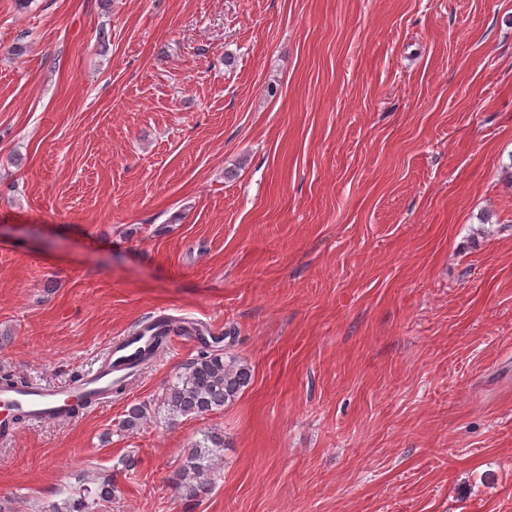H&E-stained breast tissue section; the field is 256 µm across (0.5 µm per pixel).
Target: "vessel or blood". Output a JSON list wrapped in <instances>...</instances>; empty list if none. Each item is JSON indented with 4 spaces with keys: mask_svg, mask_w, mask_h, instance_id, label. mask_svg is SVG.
Listing matches in <instances>:
<instances>
[{
    "mask_svg": "<svg viewBox=\"0 0 512 512\" xmlns=\"http://www.w3.org/2000/svg\"><path fill=\"white\" fill-rule=\"evenodd\" d=\"M109 363L94 374L75 378L54 390L44 388H0V416L10 417L14 410H21L33 420L50 419L70 422V409L86 394L94 392L101 399H108L114 384L128 382L132 370L126 363L129 347L111 343Z\"/></svg>",
    "mask_w": 512,
    "mask_h": 512,
    "instance_id": "b4317fda",
    "label": "vessel or blood"
}]
</instances>
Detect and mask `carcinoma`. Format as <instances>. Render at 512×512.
<instances>
[{
	"mask_svg": "<svg viewBox=\"0 0 512 512\" xmlns=\"http://www.w3.org/2000/svg\"><path fill=\"white\" fill-rule=\"evenodd\" d=\"M146 332L152 336L148 345L134 356L133 364L137 366L144 365L164 351L172 334L198 337L197 355L183 365L177 381L168 385L163 395L162 406L172 419L198 417L222 410L234 402L251 382V366L214 346L196 326L175 327L171 320L159 318L144 324L139 335ZM146 418V405H133L122 420V428L132 432ZM224 447V436L213 431L201 432V438L191 444L176 477V489L187 503L198 501L211 490L216 462ZM112 492V481L103 480L95 489L68 501L64 509L58 508L56 512H98L101 503L112 498Z\"/></svg>",
	"mask_w": 512,
	"mask_h": 512,
	"instance_id": "cac0c4a2",
	"label": "carcinoma"
}]
</instances>
